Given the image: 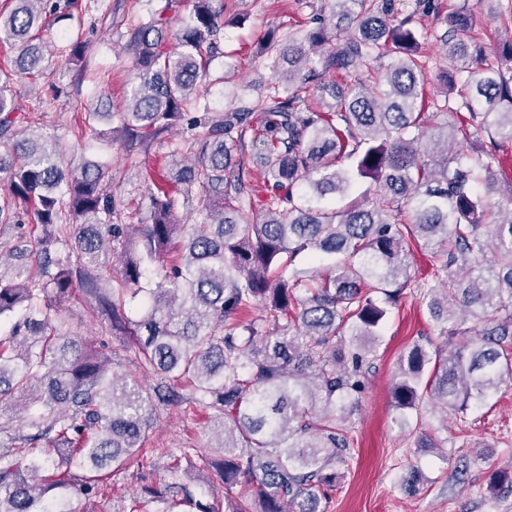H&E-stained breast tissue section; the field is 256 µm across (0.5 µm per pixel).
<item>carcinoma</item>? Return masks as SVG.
<instances>
[{
    "mask_svg": "<svg viewBox=\"0 0 512 512\" xmlns=\"http://www.w3.org/2000/svg\"><path fill=\"white\" fill-rule=\"evenodd\" d=\"M0 12V42L23 46L17 70L33 71L45 43L35 31L53 0H13ZM217 0H193L188 21L164 46L169 21L151 13L134 36L139 85L123 128L144 148L186 125L169 144L174 187L151 193L149 224H119L103 184L106 169L84 167L63 181L57 144L33 131L0 84V171L9 196L31 205L28 222L0 205V224L17 229L10 251L36 255L41 274L0 253V399L26 400L30 434L7 436L0 451V512H79L68 492L101 495L99 474L139 452L156 404H179L174 387L149 389L108 373L97 352L60 333L52 300L77 288L95 296L112 330L133 337L147 370L187 381L192 399L224 418L212 458L224 489L244 483L232 512H324L349 454L347 417L356 408L366 364L388 307L419 288L451 349H410L400 361L392 405L422 418L430 405L461 419L512 380V199L493 202V167L512 142V43L501 63L450 74L462 124L435 134L428 125L425 65L412 15L400 0H336L273 29L260 45L274 80L230 112H212L196 94L210 83L206 56L224 27ZM460 11L441 36L451 59L469 56ZM394 59L372 83L374 62ZM490 139L472 162L448 140ZM260 159L262 188L238 175ZM370 179L379 201L353 190ZM202 220L189 223L186 213ZM75 250L61 258L56 229ZM445 252L433 282L413 283L410 242ZM123 257L119 287L108 293L93 270ZM490 257L487 273L473 275ZM307 257L303 264L299 258ZM162 264L154 287L142 281ZM140 298L133 323L126 298ZM253 309L255 319L241 316ZM473 327L466 328L467 321ZM47 444L36 447L37 442ZM87 471L77 479L74 462ZM490 490L512 492V472ZM132 512H219L188 487L176 495L144 488Z\"/></svg>",
    "mask_w": 512,
    "mask_h": 512,
    "instance_id": "1",
    "label": "carcinoma"
}]
</instances>
